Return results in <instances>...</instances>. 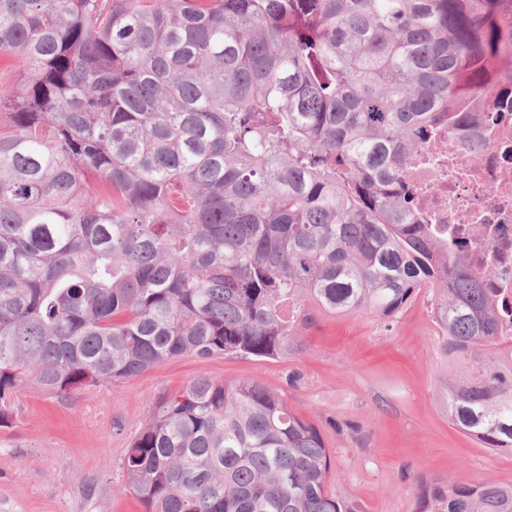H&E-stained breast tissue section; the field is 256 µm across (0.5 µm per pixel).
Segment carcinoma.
<instances>
[{"label": "carcinoma", "instance_id": "obj_1", "mask_svg": "<svg viewBox=\"0 0 512 512\" xmlns=\"http://www.w3.org/2000/svg\"><path fill=\"white\" fill-rule=\"evenodd\" d=\"M505 0H0V427L185 354L272 358L309 303L388 322L431 293L448 419L512 451L487 273L413 210L439 130L512 113ZM122 471L146 512H359L257 381L161 396ZM414 512H512L418 478Z\"/></svg>", "mask_w": 512, "mask_h": 512}]
</instances>
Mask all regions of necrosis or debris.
I'll return each instance as SVG.
<instances>
[{"label": "necrosis or debris", "mask_w": 512, "mask_h": 512, "mask_svg": "<svg viewBox=\"0 0 512 512\" xmlns=\"http://www.w3.org/2000/svg\"><path fill=\"white\" fill-rule=\"evenodd\" d=\"M512 121L494 139L441 135L411 162L405 176L414 209L439 237L458 243L472 268L492 270L497 299L512 304Z\"/></svg>", "instance_id": "4bbe7bcc"}]
</instances>
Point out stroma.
Returning a JSON list of instances; mask_svg holds the SVG:
<instances>
[{
  "instance_id": "stroma-1",
  "label": "stroma",
  "mask_w": 512,
  "mask_h": 512,
  "mask_svg": "<svg viewBox=\"0 0 512 512\" xmlns=\"http://www.w3.org/2000/svg\"><path fill=\"white\" fill-rule=\"evenodd\" d=\"M447 365L427 292L391 323L308 307L275 358L185 355L60 400L28 388L0 428V512H144L121 462L157 400L199 376L255 380L313 424L330 450L329 488L360 512H411L419 476L512 483V452L453 426Z\"/></svg>"
}]
</instances>
